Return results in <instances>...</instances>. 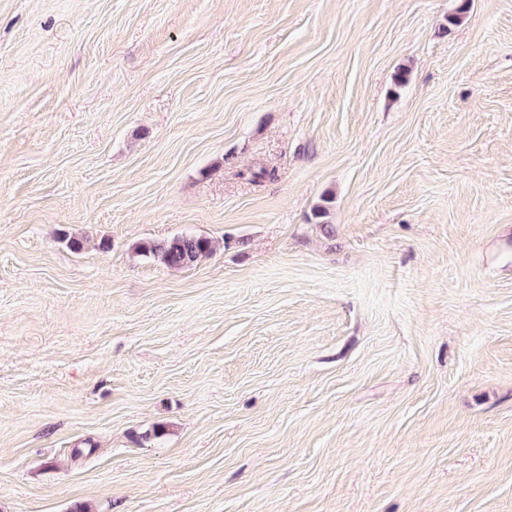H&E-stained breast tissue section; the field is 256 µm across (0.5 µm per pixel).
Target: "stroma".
Wrapping results in <instances>:
<instances>
[{
    "label": "stroma",
    "mask_w": 512,
    "mask_h": 512,
    "mask_svg": "<svg viewBox=\"0 0 512 512\" xmlns=\"http://www.w3.org/2000/svg\"><path fill=\"white\" fill-rule=\"evenodd\" d=\"M80 507L512 512V0H0V512ZM145 256H153L170 267L185 268L212 252L211 241L195 236H180L165 245L144 244L140 247Z\"/></svg>",
    "instance_id": "35a3bbf8"
}]
</instances>
